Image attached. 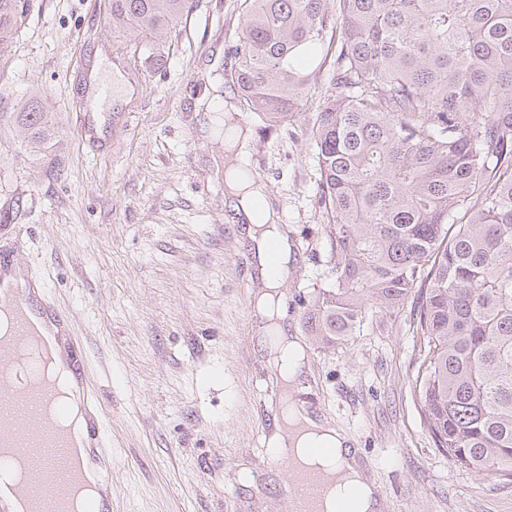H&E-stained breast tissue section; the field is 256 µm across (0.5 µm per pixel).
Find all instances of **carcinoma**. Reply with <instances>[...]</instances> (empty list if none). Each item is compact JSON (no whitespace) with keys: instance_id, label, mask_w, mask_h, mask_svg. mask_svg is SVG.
I'll return each mask as SVG.
<instances>
[{"instance_id":"1","label":"carcinoma","mask_w":512,"mask_h":512,"mask_svg":"<svg viewBox=\"0 0 512 512\" xmlns=\"http://www.w3.org/2000/svg\"><path fill=\"white\" fill-rule=\"evenodd\" d=\"M233 84L287 124L332 71L311 127L315 198L336 253L307 313L325 344L368 304L416 300L411 386L456 467L512 479V0H244ZM196 0H112V28L154 56ZM35 0H0V53ZM17 137L58 145L33 93Z\"/></svg>"}]
</instances>
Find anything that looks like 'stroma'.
I'll use <instances>...</instances> for the list:
<instances>
[{"label":"stroma","instance_id":"35a3bbf8","mask_svg":"<svg viewBox=\"0 0 512 512\" xmlns=\"http://www.w3.org/2000/svg\"><path fill=\"white\" fill-rule=\"evenodd\" d=\"M107 7L35 0L0 55V113L39 92L61 139L34 158L0 126V247L71 316L112 450V512H284L288 462L269 460L261 433L280 388L252 301L256 250L217 167L224 136L202 125L205 95L251 132L250 167L293 248L281 290L312 402L372 458L381 512H512V481L457 469L424 428L413 303L369 309L338 345L309 335L304 313L335 264L314 198L317 100L286 127L243 108L230 72L244 0H198L149 59ZM100 54L129 92L84 133Z\"/></svg>","mask_w":512,"mask_h":512}]
</instances>
